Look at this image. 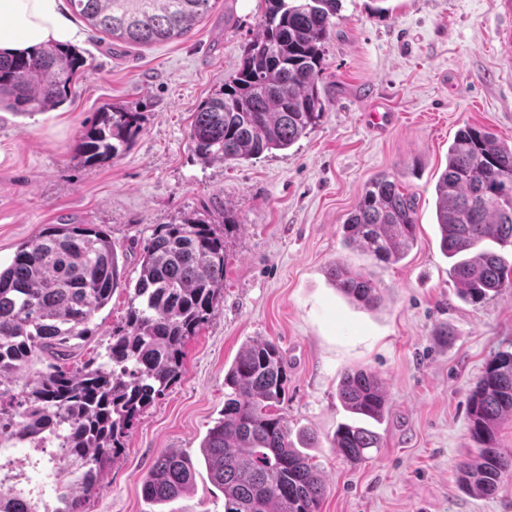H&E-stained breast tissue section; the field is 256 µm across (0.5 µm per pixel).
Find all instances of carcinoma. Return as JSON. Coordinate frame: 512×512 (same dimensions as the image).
<instances>
[{"label": "carcinoma", "mask_w": 512, "mask_h": 512, "mask_svg": "<svg viewBox=\"0 0 512 512\" xmlns=\"http://www.w3.org/2000/svg\"><path fill=\"white\" fill-rule=\"evenodd\" d=\"M254 41L232 77L193 115L192 153L204 163L231 164L283 151L320 121L324 44L339 18L341 0H262ZM72 12L112 42L151 45L177 39L202 21L211 0H68ZM86 60L69 45H41L0 56V110L14 115L54 110L71 98ZM140 132L139 113L104 107L81 134L76 151L88 164L124 154ZM436 225L460 298L484 303L512 291V262L484 248L512 249V147L482 127L465 125L448 147L435 187ZM416 203L387 174L365 186L343 224L345 243L375 267L401 261L416 240ZM224 237L213 225L186 216L159 224L143 247L136 282H127L110 237L92 224H49L18 244L0 266V386L33 357L51 363L24 399L0 405V448L55 442L67 460L53 463V512H86L100 490L104 468L124 449L138 417L183 374L188 340L215 313L224 289ZM336 288L373 308L374 280L343 264L332 269ZM129 294L124 323L112 328L103 361L69 369L75 339L95 335L93 316L118 288ZM288 373L271 341L245 344L224 374V410L209 428L201 455L210 481L224 493V512H320L327 487L305 448L292 440L279 413ZM337 397L352 419L340 424L331 447L358 462L379 445L371 423H381L387 397L367 370L345 372ZM512 417V352L498 351L468 395L469 435L475 455L458 464L468 494L495 495L512 471V453L496 430ZM197 473L184 452L160 453L142 482L145 501L163 505L188 491ZM30 494L0 479V512H19Z\"/></svg>", "instance_id": "cac0c4a2"}]
</instances>
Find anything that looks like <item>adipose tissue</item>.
Segmentation results:
<instances>
[{
  "instance_id": "adipose-tissue-1",
  "label": "adipose tissue",
  "mask_w": 512,
  "mask_h": 512,
  "mask_svg": "<svg viewBox=\"0 0 512 512\" xmlns=\"http://www.w3.org/2000/svg\"><path fill=\"white\" fill-rule=\"evenodd\" d=\"M84 38L62 0H0V52L18 54L45 44H77Z\"/></svg>"
}]
</instances>
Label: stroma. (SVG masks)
Instances as JSON below:
<instances>
[{"label":"stroma","instance_id":"obj_1","mask_svg":"<svg viewBox=\"0 0 512 512\" xmlns=\"http://www.w3.org/2000/svg\"><path fill=\"white\" fill-rule=\"evenodd\" d=\"M342 0L325 44L318 125L291 148L239 164L201 162L189 149L192 115L218 92L254 39L260 0H216L185 37L129 47L86 31L87 73L71 100L49 112H0V264L50 224H95L116 247L127 280L159 224L197 215L225 234L224 298L185 347L183 376L129 431L101 475L88 512H150L143 478L158 454L197 455L224 408V372L249 340L276 343L288 369L281 406L310 449L327 493L321 512H512V475L483 498L463 493L457 465L475 444L468 394L491 355L512 350V291L471 305L458 296L435 226V183L465 124L512 146V72L498 39L512 26L500 0ZM139 113L141 129L118 159L91 165L76 145L101 107ZM395 115L377 135L363 115ZM394 175L416 199L417 238L388 268L343 242L342 225L366 184ZM239 223L225 228L224 213ZM371 274L381 296L350 302L330 271ZM128 294L116 289L93 323L97 334L69 361L98 359ZM364 369L381 380L388 413L380 445L351 463L331 446L348 419L340 377ZM169 512H224V494L198 470Z\"/></svg>","mask_w":512,"mask_h":512}]
</instances>
